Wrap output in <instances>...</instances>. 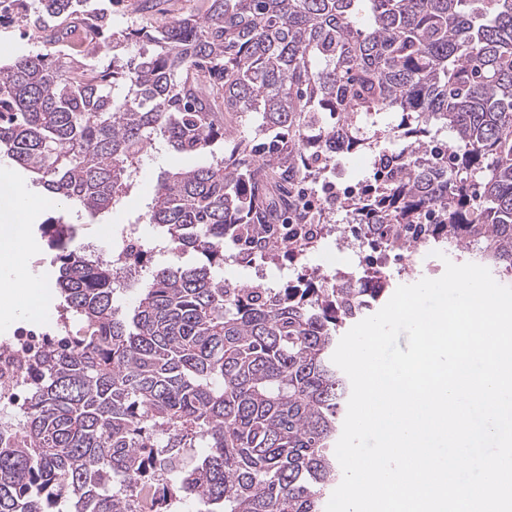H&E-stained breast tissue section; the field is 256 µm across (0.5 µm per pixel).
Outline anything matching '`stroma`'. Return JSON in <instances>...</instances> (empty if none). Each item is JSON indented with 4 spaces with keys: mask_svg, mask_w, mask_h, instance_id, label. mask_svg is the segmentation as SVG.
<instances>
[{
    "mask_svg": "<svg viewBox=\"0 0 512 512\" xmlns=\"http://www.w3.org/2000/svg\"><path fill=\"white\" fill-rule=\"evenodd\" d=\"M141 0H91L90 6L96 12L109 15L111 31L118 32L134 24L161 26L171 23L187 15H206L210 0H152L149 12L140 9ZM44 45L39 40L29 38L23 29L15 23L10 12L0 13V66L13 63L17 58L43 51ZM205 155L181 154L170 149L148 150L141 163V176L137 178L134 188L123 198L121 205L104 217L85 220L81 233L73 241L74 250L84 246L102 245L111 241L117 225L140 221V232L143 240L155 238L157 229L154 225L144 223L143 217L146 205L154 193L157 179L161 173L176 170H191L208 164ZM72 210L67 206L47 207L33 214L29 227L30 245V274L43 283H50L54 272L53 256L45 247L39 226L47 217L60 214L71 215ZM226 259L218 271L221 278L233 283L257 284L266 280L270 285H285L302 278L312 268L323 266L326 256L338 255L334 239L323 242L318 251L308 254L301 261L293 263L282 259H265L255 264L235 262L231 254L232 245H225ZM338 266L348 269L347 256L338 255Z\"/></svg>",
    "mask_w": 512,
    "mask_h": 512,
    "instance_id": "1",
    "label": "stroma"
}]
</instances>
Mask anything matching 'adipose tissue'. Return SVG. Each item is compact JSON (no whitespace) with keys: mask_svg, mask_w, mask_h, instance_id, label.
<instances>
[{"mask_svg":"<svg viewBox=\"0 0 512 512\" xmlns=\"http://www.w3.org/2000/svg\"><path fill=\"white\" fill-rule=\"evenodd\" d=\"M47 204L32 197L14 174L0 173V325L17 318L39 321L49 308L47 288L27 273V224Z\"/></svg>","mask_w":512,"mask_h":512,"instance_id":"adipose-tissue-1","label":"adipose tissue"}]
</instances>
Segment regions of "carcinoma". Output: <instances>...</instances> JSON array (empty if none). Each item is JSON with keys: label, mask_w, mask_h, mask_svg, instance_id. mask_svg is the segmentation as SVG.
<instances>
[{"label": "carcinoma", "mask_w": 512, "mask_h": 512, "mask_svg": "<svg viewBox=\"0 0 512 512\" xmlns=\"http://www.w3.org/2000/svg\"><path fill=\"white\" fill-rule=\"evenodd\" d=\"M367 5L371 24L354 19ZM53 55L0 67V154L91 216L113 211L147 149L207 154L157 182L148 220L170 248L201 258L152 264L136 305L115 272L71 249L49 217L63 309L82 324L42 354L30 410L0 429V512H127L126 491L158 473L197 512H321L343 477L335 455L351 394L332 362L341 331L385 297L349 277L334 288H260L215 276L224 241L262 249L267 225L330 224L336 209L378 243L416 236L512 272V0H213L210 14L112 33L61 50L88 0L27 5ZM400 112L378 128L375 116ZM256 113L265 137L218 149L229 119ZM448 148L433 146L432 128ZM366 195L338 198L336 144L375 150ZM477 174L476 193L466 175ZM320 202L301 201L303 182ZM185 448H205L190 468Z\"/></svg>", "instance_id": "carcinoma-1"}]
</instances>
